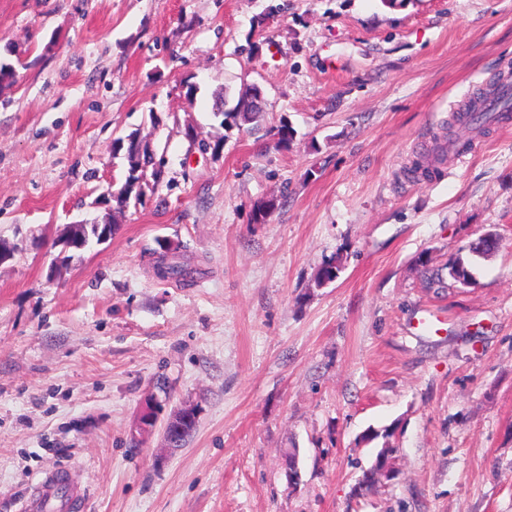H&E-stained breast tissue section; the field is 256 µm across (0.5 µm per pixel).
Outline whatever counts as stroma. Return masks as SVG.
I'll list each match as a JSON object with an SVG mask.
<instances>
[{"instance_id": "obj_1", "label": "stroma", "mask_w": 512, "mask_h": 512, "mask_svg": "<svg viewBox=\"0 0 512 512\" xmlns=\"http://www.w3.org/2000/svg\"><path fill=\"white\" fill-rule=\"evenodd\" d=\"M7 47L0 512L60 467L83 512H512V127L435 159L458 106L512 75V0H0ZM253 84L261 125H221L215 91L229 110ZM135 130L162 182L60 259L68 225L111 212L112 141ZM489 231L497 250L472 255ZM164 242L191 282L156 277ZM458 258L471 283L427 288ZM428 309L442 330L417 329ZM186 405L196 429L168 449ZM383 427L397 475L364 495Z\"/></svg>"}]
</instances>
